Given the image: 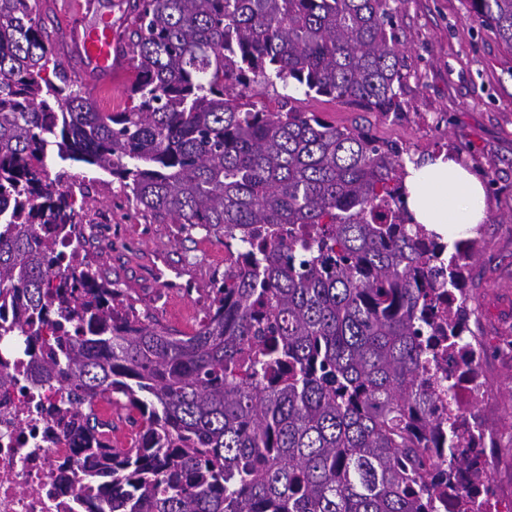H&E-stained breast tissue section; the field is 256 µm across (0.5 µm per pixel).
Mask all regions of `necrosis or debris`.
<instances>
[{"label": "necrosis or debris", "mask_w": 512, "mask_h": 512, "mask_svg": "<svg viewBox=\"0 0 512 512\" xmlns=\"http://www.w3.org/2000/svg\"><path fill=\"white\" fill-rule=\"evenodd\" d=\"M63 398L46 387L34 393L20 384L0 387V512H72L74 490L60 467L77 450L65 438L44 440L50 421L39 411Z\"/></svg>", "instance_id": "necrosis-or-debris-1"}]
</instances>
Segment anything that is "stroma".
<instances>
[{
  "label": "stroma",
  "mask_w": 512,
  "mask_h": 512,
  "mask_svg": "<svg viewBox=\"0 0 512 512\" xmlns=\"http://www.w3.org/2000/svg\"><path fill=\"white\" fill-rule=\"evenodd\" d=\"M469 0H405L400 12V41L408 78L404 109L393 117L327 97L294 92V107L314 112L339 126L361 125L407 151L408 157L450 154L475 171L487 191L483 224L468 232L480 254L468 274L473 316L471 328L482 348L483 388L472 405L491 433L488 449L491 486L502 498L512 497V48L496 31L472 24ZM42 33L68 74L81 75V63L66 49L64 19L38 0ZM50 175L94 178V190L81 211L88 236V260L113 287L127 290L137 312L161 323L191 331L195 317L167 313L157 284L147 279L131 256L132 245L171 241L173 262H207L211 278L224 279V237L202 229L179 231L129 206L123 189L106 173L79 162H59L46 154Z\"/></svg>",
  "instance_id": "stroma-1"
}]
</instances>
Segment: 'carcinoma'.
<instances>
[{"label": "carcinoma", "instance_id": "obj_1", "mask_svg": "<svg viewBox=\"0 0 512 512\" xmlns=\"http://www.w3.org/2000/svg\"><path fill=\"white\" fill-rule=\"evenodd\" d=\"M402 0H135L132 105L102 112L53 54L37 0H0V298L32 318L0 337L34 388L61 386L92 512H468L448 349L470 348L477 253L415 222L404 149L358 126L252 101L261 76L385 115L403 109ZM469 20L512 48V0ZM117 179L168 224L224 233L230 264L191 333L139 315L86 258L44 149ZM60 283L52 285L51 271ZM63 336H43L34 320ZM80 335L69 336L72 327ZM138 418L112 446L97 405Z\"/></svg>", "mask_w": 512, "mask_h": 512}]
</instances>
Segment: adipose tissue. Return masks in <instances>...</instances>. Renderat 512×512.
I'll return each mask as SVG.
<instances>
[{"label":"adipose tissue","instance_id":"ef3b65f1","mask_svg":"<svg viewBox=\"0 0 512 512\" xmlns=\"http://www.w3.org/2000/svg\"><path fill=\"white\" fill-rule=\"evenodd\" d=\"M405 179L408 207L417 223L454 242L486 217L482 180L453 159L409 164Z\"/></svg>","mask_w":512,"mask_h":512}]
</instances>
